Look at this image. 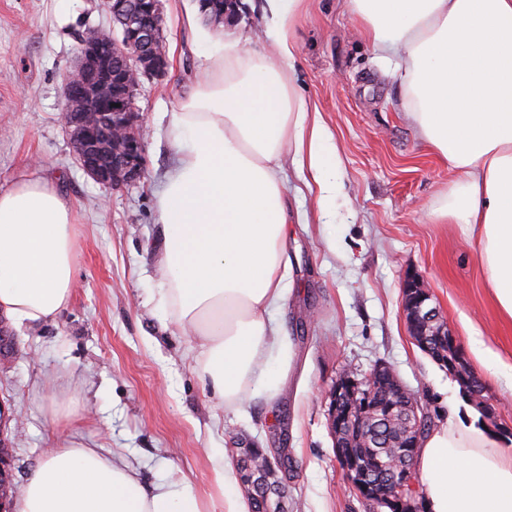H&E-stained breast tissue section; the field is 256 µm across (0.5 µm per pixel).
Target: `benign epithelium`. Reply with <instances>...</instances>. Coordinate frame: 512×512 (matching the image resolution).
Returning <instances> with one entry per match:
<instances>
[{"mask_svg": "<svg viewBox=\"0 0 512 512\" xmlns=\"http://www.w3.org/2000/svg\"><path fill=\"white\" fill-rule=\"evenodd\" d=\"M238 3L239 0L222 3L216 0L206 8L212 10V20L218 24L238 16ZM105 7L110 15L112 42L123 41L135 53H118L111 63L98 51L105 30L87 31L81 39L79 61L65 78L61 119L80 169L100 184L120 187L139 180L144 172L145 130L134 105L137 91L142 79L165 76L169 61L163 49L166 41L162 33L160 0H105ZM91 72L103 74L92 103L87 99L86 85L82 84L83 78ZM403 311L410 335L419 337L417 343L427 345L426 336L430 331L451 352L447 359L451 369L464 361L460 343L448 326L433 327L440 321L439 312L416 276L409 277L404 284ZM385 368L387 365L378 364L362 377L349 370L339 374L330 392L329 420L333 437L345 430L362 431L366 418L377 409L379 395L375 377ZM467 381L462 396L490 418H496L481 378L473 372ZM407 408L413 430L418 433L425 424L426 409L413 397ZM337 460L358 497L366 500L370 485L360 463L341 450L337 451ZM6 465V456L0 453V512H8L10 484ZM376 506L379 512H419L421 499L414 464L389 480L386 493L377 496Z\"/></svg>", "mask_w": 512, "mask_h": 512, "instance_id": "1", "label": "benign epithelium"}]
</instances>
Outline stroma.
I'll use <instances>...</instances> for the list:
<instances>
[{
  "mask_svg": "<svg viewBox=\"0 0 512 512\" xmlns=\"http://www.w3.org/2000/svg\"><path fill=\"white\" fill-rule=\"evenodd\" d=\"M162 3L168 73L143 80L135 101L145 174L106 188L75 164L61 121L79 38L109 25L103 0H0V189L39 178L77 212L70 304L50 320L13 327V350L0 356V404L10 414L0 441L12 500L54 438L65 436L102 456L121 455L148 487L177 471L205 498L216 491L222 459L236 460L242 448H282L288 512H366L329 429L339 373L389 365L436 425L449 407L468 406L453 376L409 335L402 286L410 274L482 378L497 433L512 443V318L496 305L476 241L461 225L430 217L457 175L421 140L393 56L373 50L349 0H304L290 29L299 47L291 77L336 146L341 183L329 224L304 172L292 157L283 161L292 275L271 316L293 363L275 399L220 402L197 367L198 341L158 304L164 237L155 199L176 162L160 117L193 91L207 29L197 0ZM265 23L264 0H240L224 42L263 51L255 36ZM479 342L495 360L474 354Z\"/></svg>",
  "mask_w": 512,
  "mask_h": 512,
  "instance_id": "35a3bbf8",
  "label": "stroma"
}]
</instances>
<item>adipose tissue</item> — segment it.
I'll return each instance as SVG.
<instances>
[{
  "label": "adipose tissue",
  "mask_w": 512,
  "mask_h": 512,
  "mask_svg": "<svg viewBox=\"0 0 512 512\" xmlns=\"http://www.w3.org/2000/svg\"><path fill=\"white\" fill-rule=\"evenodd\" d=\"M302 0H265L264 36L277 56L227 49L207 35L196 89L167 114L176 164L156 196L164 249L161 301L201 341L200 367L224 403L248 389L274 398L293 354L269 311L286 294L288 220L279 179L293 149L336 195V148L285 65ZM394 73L421 139L460 175L437 216L478 238L501 311L512 317V0H350ZM76 213L46 182L0 190V312L15 324L49 319L73 295ZM415 465L427 512H512V448L452 411L422 442ZM218 498L187 478L145 489L123 458L70 440L54 448L17 512H249L231 462Z\"/></svg>",
  "instance_id": "ef3b65f1"
}]
</instances>
